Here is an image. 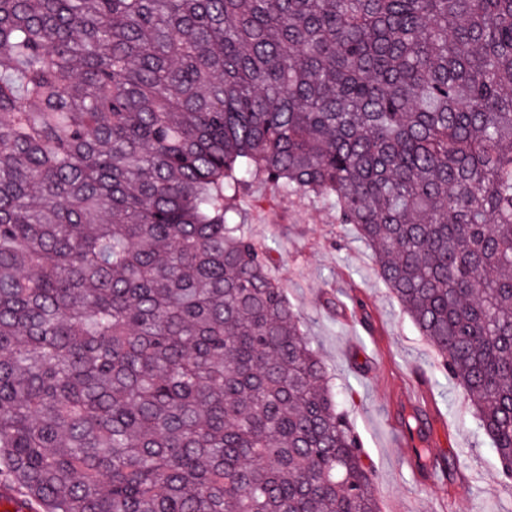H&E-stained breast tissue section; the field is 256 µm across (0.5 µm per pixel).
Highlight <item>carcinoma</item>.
<instances>
[{"label":"carcinoma","instance_id":"cac0c4a2","mask_svg":"<svg viewBox=\"0 0 512 512\" xmlns=\"http://www.w3.org/2000/svg\"><path fill=\"white\" fill-rule=\"evenodd\" d=\"M327 199L512 483V0H0V480L40 512H380L237 199Z\"/></svg>","mask_w":512,"mask_h":512}]
</instances>
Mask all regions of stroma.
Returning <instances> with one entry per match:
<instances>
[{"mask_svg": "<svg viewBox=\"0 0 512 512\" xmlns=\"http://www.w3.org/2000/svg\"><path fill=\"white\" fill-rule=\"evenodd\" d=\"M250 234L273 249L289 302L304 318L328 376L376 474L381 512H512L498 459L467 399L436 369L438 357L380 282L371 250L324 199L256 184L239 201ZM423 372L434 399L436 449L466 486L420 493L398 440L400 393Z\"/></svg>", "mask_w": 512, "mask_h": 512, "instance_id": "stroma-1", "label": "stroma"}]
</instances>
